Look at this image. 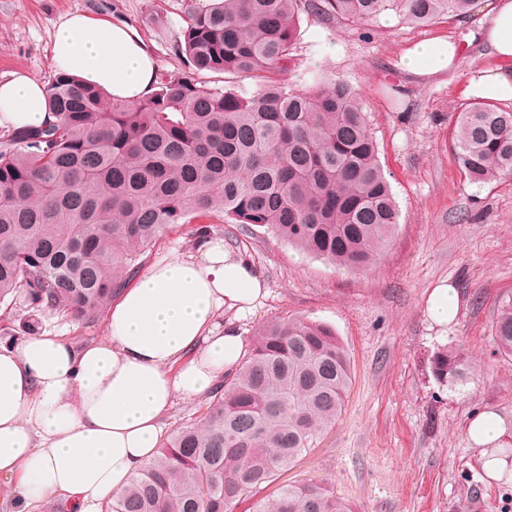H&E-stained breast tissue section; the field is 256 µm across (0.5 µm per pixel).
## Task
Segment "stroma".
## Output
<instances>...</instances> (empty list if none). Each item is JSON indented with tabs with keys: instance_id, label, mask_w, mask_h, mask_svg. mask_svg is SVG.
<instances>
[{
	"instance_id": "35a3bbf8",
	"label": "stroma",
	"mask_w": 512,
	"mask_h": 512,
	"mask_svg": "<svg viewBox=\"0 0 512 512\" xmlns=\"http://www.w3.org/2000/svg\"><path fill=\"white\" fill-rule=\"evenodd\" d=\"M492 0H477L467 21L444 17L426 26L394 14L374 24L300 12L294 63L284 80L305 90L316 81L347 83L368 114L379 162L390 182L399 224L377 264L348 271L295 249L266 228L224 227V245L265 281L254 313L221 321L250 340L265 321L297 317L322 323L350 357L351 385L342 413L318 448L281 474L280 483L328 482L355 512H512V481L488 480L466 428L476 412L512 421V359L496 353L492 324L512 294V179L477 187L464 180L448 147V117L467 103L470 77L492 64L475 33ZM187 0H0V80L23 72L51 84V42L60 18L74 12L135 28L158 75L182 72L179 41ZM444 38L460 45L458 66L414 76L403 53ZM456 288L460 301L445 328L426 316L431 290ZM39 331L75 344L105 334L104 320L84 327L61 316L31 321L0 311L15 341ZM461 348L478 365L466 385L440 384L434 354Z\"/></svg>"
}]
</instances>
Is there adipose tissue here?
Segmentation results:
<instances>
[{"instance_id":"ef3b65f1","label":"adipose tissue","mask_w":512,"mask_h":512,"mask_svg":"<svg viewBox=\"0 0 512 512\" xmlns=\"http://www.w3.org/2000/svg\"><path fill=\"white\" fill-rule=\"evenodd\" d=\"M480 34L501 65L466 87L470 96L511 100L512 0H494ZM52 62L136 103L151 95L157 66L127 24L84 13L61 17ZM452 43L435 39L403 57L415 75L447 71ZM54 119L45 84L22 73L0 82V127H40ZM266 284L249 265L209 241L196 252L152 264L110 309L104 336L75 345L46 331L0 344V476L13 482L8 512H41L55 501L69 512H100L154 456L164 415L176 398L209 395L243 354V340L220 321L252 311ZM467 436L481 450L489 480L505 461L494 449L512 424L494 411L475 414Z\"/></svg>"}]
</instances>
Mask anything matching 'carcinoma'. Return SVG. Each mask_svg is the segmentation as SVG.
<instances>
[{"instance_id": "obj_1", "label": "carcinoma", "mask_w": 512, "mask_h": 512, "mask_svg": "<svg viewBox=\"0 0 512 512\" xmlns=\"http://www.w3.org/2000/svg\"><path fill=\"white\" fill-rule=\"evenodd\" d=\"M474 0H218L192 7L180 51L187 71L129 104L59 74L57 121L0 135V307L58 314L86 327L123 274L178 224L224 215L264 226L332 266L367 269L398 221L366 112L347 84L298 92L273 78L294 62L300 11L368 22L391 11L411 25L472 17ZM203 71L261 79L243 97L197 79ZM451 149L470 182L512 177V112L475 99L452 115ZM496 351L512 357V297L497 308ZM472 362L433 357L441 384ZM351 382L329 327L272 319L254 332L201 416L160 444L102 512H236L336 425ZM250 512H354L325 483L302 480Z\"/></svg>"}]
</instances>
